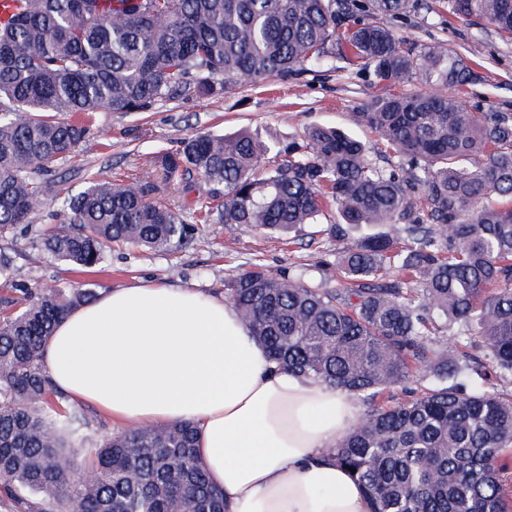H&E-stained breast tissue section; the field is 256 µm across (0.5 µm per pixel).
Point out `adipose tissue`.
I'll list each match as a JSON object with an SVG mask.
<instances>
[{"label":"adipose tissue","instance_id":"ef3b65f1","mask_svg":"<svg viewBox=\"0 0 512 512\" xmlns=\"http://www.w3.org/2000/svg\"><path fill=\"white\" fill-rule=\"evenodd\" d=\"M44 367L113 422H194L227 512H366L330 453L362 418L355 396L277 366L224 299L142 282L102 293L55 327Z\"/></svg>","mask_w":512,"mask_h":512}]
</instances>
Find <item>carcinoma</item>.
I'll return each instance as SVG.
<instances>
[{"label": "carcinoma", "mask_w": 512, "mask_h": 512, "mask_svg": "<svg viewBox=\"0 0 512 512\" xmlns=\"http://www.w3.org/2000/svg\"><path fill=\"white\" fill-rule=\"evenodd\" d=\"M512 36V0H448ZM419 0H19L0 25V234L31 222L51 166L98 112H144L174 93L212 95L338 58L383 84L454 88L473 59L436 41L404 48L391 24ZM398 158L316 126L265 156L246 134L191 131L166 179L207 186L193 214L281 236L317 224L336 240L339 286L278 277L256 260L225 295L278 364L369 404L331 449L355 469L367 512H509L512 485V114L469 111L434 92L379 98L354 113ZM141 180L93 179L70 222L43 238L84 268L109 243L166 252L187 219ZM363 226L348 247L349 230ZM0 318V506L8 512H224L191 423L130 425L86 448L85 419L44 365L57 323L94 288L20 289ZM415 372L413 399L377 403Z\"/></svg>", "instance_id": "1"}]
</instances>
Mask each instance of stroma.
I'll return each instance as SVG.
<instances>
[{
  "label": "stroma",
  "instance_id": "35a3bbf8",
  "mask_svg": "<svg viewBox=\"0 0 512 512\" xmlns=\"http://www.w3.org/2000/svg\"><path fill=\"white\" fill-rule=\"evenodd\" d=\"M395 32L404 47L420 49L432 42H447L449 49L470 53L479 72L477 81L455 89L454 94L474 112L512 114V38L499 34L486 21L454 14L445 0H427ZM414 82L377 83L368 71L347 60L315 68L285 79L242 83L209 98H168L150 110L118 114L98 113L76 153L52 167L51 186L31 224L17 225L8 235L18 271L17 282L0 279V303L18 298L15 283L29 287L79 288L92 285L106 292L150 281L188 287L220 297L224 283L254 259L276 274L306 273L318 281L335 282V272L325 270L326 254L336 243L317 234L315 225L298 229V241L288 244L242 229L227 231L220 224H196L186 243L166 252L134 245H110L104 260L92 269L59 261L44 251L41 241L54 228L66 225L65 199L82 191L89 179L135 177L159 184L157 196L170 207L181 208L205 195L204 184L185 191L182 184L165 182L162 158L178 150L193 129L216 134L245 132L258 141L282 148L302 141L315 126H334L360 140L371 157L384 167L397 164L395 154L384 153L375 133L355 124L353 114L373 99L413 93Z\"/></svg>",
  "mask_w": 512,
  "mask_h": 512
}]
</instances>
